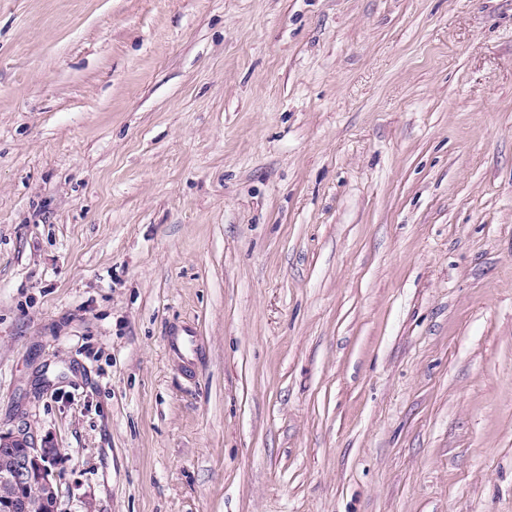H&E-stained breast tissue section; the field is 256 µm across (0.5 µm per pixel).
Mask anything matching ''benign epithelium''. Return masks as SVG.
Segmentation results:
<instances>
[{
    "label": "benign epithelium",
    "mask_w": 512,
    "mask_h": 512,
    "mask_svg": "<svg viewBox=\"0 0 512 512\" xmlns=\"http://www.w3.org/2000/svg\"><path fill=\"white\" fill-rule=\"evenodd\" d=\"M0 512H58V492L51 480L59 449L47 439L19 429L0 432Z\"/></svg>",
    "instance_id": "7a95c632"
}]
</instances>
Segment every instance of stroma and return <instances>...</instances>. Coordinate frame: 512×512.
Masks as SVG:
<instances>
[{
    "label": "stroma",
    "mask_w": 512,
    "mask_h": 512,
    "mask_svg": "<svg viewBox=\"0 0 512 512\" xmlns=\"http://www.w3.org/2000/svg\"><path fill=\"white\" fill-rule=\"evenodd\" d=\"M20 427L59 512H512V0H0ZM181 331L184 332V334H180L178 331L173 333L170 350L173 351L181 361H183V364H186L192 360L190 359L192 354L194 356L196 355V338L193 331L190 329L185 328Z\"/></svg>",
    "instance_id": "35a3bbf8"
}]
</instances>
